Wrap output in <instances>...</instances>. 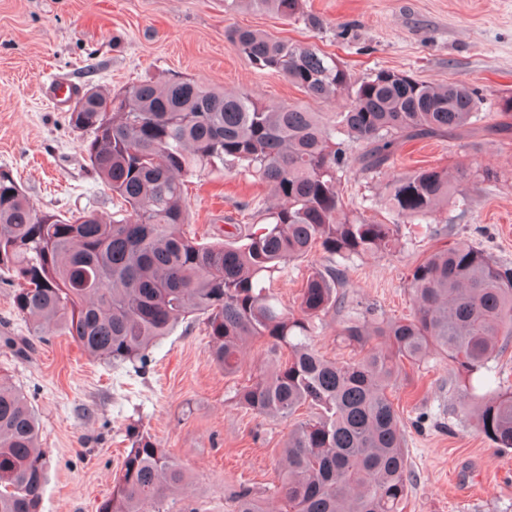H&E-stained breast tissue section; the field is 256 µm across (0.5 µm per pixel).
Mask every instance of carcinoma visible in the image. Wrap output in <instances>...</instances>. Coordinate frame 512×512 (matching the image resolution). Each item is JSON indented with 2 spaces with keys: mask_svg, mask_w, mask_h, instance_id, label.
Returning a JSON list of instances; mask_svg holds the SVG:
<instances>
[{
  "mask_svg": "<svg viewBox=\"0 0 512 512\" xmlns=\"http://www.w3.org/2000/svg\"><path fill=\"white\" fill-rule=\"evenodd\" d=\"M288 20L302 0H224ZM230 44L260 69L276 71L313 100L348 91L341 112L265 104L190 79L148 77L117 92L82 90V111L66 117L83 135L91 172L120 209L112 215L40 210L13 174L0 169V279L13 307L38 338L63 333L90 357L140 371L148 351L191 315L205 317L210 356L231 376L244 343L263 338L288 360L237 389L236 403L269 418L291 419L282 448L279 491L285 512H403L412 472L398 410L388 389L431 353L469 386L460 412L498 448H512V390L495 385L490 362L512 339V266L461 243L414 262V305L403 319L353 311L344 264L397 248L402 224L429 233L448 206L464 207L459 176L419 167L383 183L375 202L396 220L375 224L349 214L337 184L358 164L381 174L402 144L455 137L469 129L512 133L487 121L489 107L512 114V97L489 99L459 79L428 84L381 69L355 80L334 57L311 46L238 28ZM112 99V111L97 106ZM228 163L284 198L252 214L248 232L200 242L190 224L189 179ZM320 251L297 310L272 292L275 274ZM345 314L340 342L359 350L328 360L313 342L315 320ZM308 409L306 417L295 413ZM0 512H41L48 461L37 416L25 395L0 378ZM182 466L148 435L133 436L121 474L98 512H183L175 490ZM233 512H264L248 487Z\"/></svg>",
  "mask_w": 512,
  "mask_h": 512,
  "instance_id": "carcinoma-1",
  "label": "carcinoma"
}]
</instances>
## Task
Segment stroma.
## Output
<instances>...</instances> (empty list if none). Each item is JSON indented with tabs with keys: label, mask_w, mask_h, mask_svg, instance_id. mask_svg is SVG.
<instances>
[{
	"label": "stroma",
	"mask_w": 512,
	"mask_h": 512,
	"mask_svg": "<svg viewBox=\"0 0 512 512\" xmlns=\"http://www.w3.org/2000/svg\"><path fill=\"white\" fill-rule=\"evenodd\" d=\"M238 27L316 46L357 79L393 69L512 96V0H305L303 15L288 21L246 5L228 12L224 0H0V168L41 210L112 213V193L89 173L80 134L47 99L50 72L80 89L186 78L263 103L341 111L346 95L314 104L282 75L254 67L226 39ZM423 166L466 168L469 208H449L435 237L402 225L396 252L346 266L350 300L393 318L412 314L408 269L435 249L465 242L512 265V137L480 132L407 144L388 172ZM379 184L355 169L338 191L348 209L384 222L382 207L364 205ZM188 197L189 230L204 241L275 204L265 185L229 166L194 178ZM25 336L31 347L20 356L13 341ZM209 341L202 321L184 322L150 349L145 371L115 368L68 336L30 338L11 286L0 280V376L40 422L49 461L42 512H97L136 431L185 468L176 499L187 512H232L231 494L242 486L269 512H284L277 464L289 424L234 400L236 388L268 366L269 347L249 341L239 372L228 376L211 361ZM461 388L437 355L392 388L413 475L406 512H512V449L496 448L454 412Z\"/></svg>",
	"instance_id": "stroma-1"
}]
</instances>
